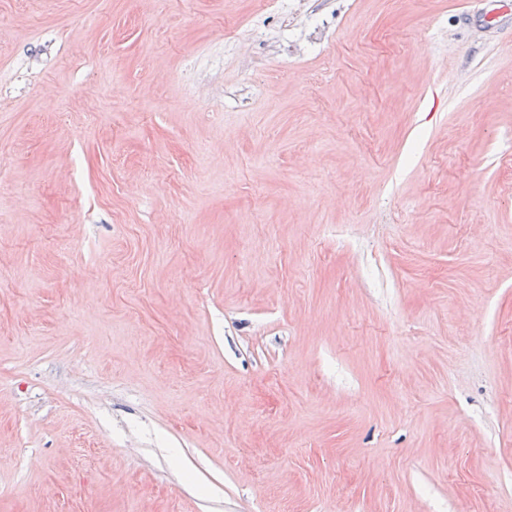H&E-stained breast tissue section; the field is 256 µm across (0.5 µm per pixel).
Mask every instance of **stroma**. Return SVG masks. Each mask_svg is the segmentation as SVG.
I'll return each instance as SVG.
<instances>
[{
	"mask_svg": "<svg viewBox=\"0 0 512 512\" xmlns=\"http://www.w3.org/2000/svg\"><path fill=\"white\" fill-rule=\"evenodd\" d=\"M0 512H512V12L0 0Z\"/></svg>",
	"mask_w": 512,
	"mask_h": 512,
	"instance_id": "35a3bbf8",
	"label": "stroma"
}]
</instances>
